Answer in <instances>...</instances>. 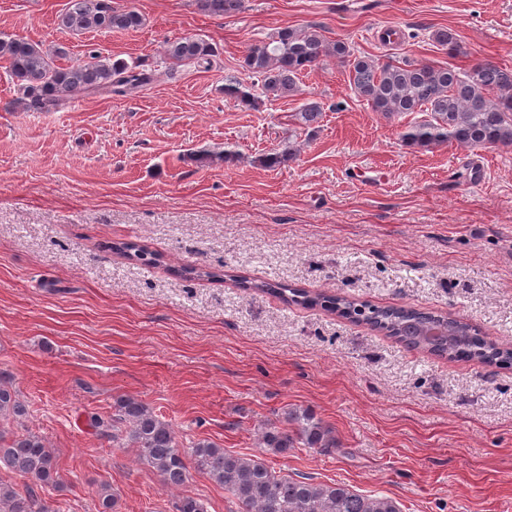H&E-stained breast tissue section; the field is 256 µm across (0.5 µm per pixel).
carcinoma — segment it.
<instances>
[{"label":"carcinoma","mask_w":512,"mask_h":512,"mask_svg":"<svg viewBox=\"0 0 512 512\" xmlns=\"http://www.w3.org/2000/svg\"><path fill=\"white\" fill-rule=\"evenodd\" d=\"M201 10L215 15L239 12L243 0H198ZM60 25L72 32L130 30L142 25L141 15L112 6V0H70L60 16ZM439 46L457 49L450 29L431 33ZM165 55L180 65L210 63L214 48L197 37H182L167 43ZM327 57L353 58L349 80L353 94L387 118L424 112L428 118L407 128L402 141L430 149L448 142L469 148L512 146V71L489 59H479L464 72L451 65L425 62L381 63L354 58L343 41L329 42L318 28L285 27L266 40L251 45L245 57L248 76L257 83L230 78L224 93L246 107L257 109L299 92V75ZM0 60L23 93L24 109L56 112L77 92L126 96L154 80L155 74L140 65L98 54L68 67L55 60L40 45L23 38L0 37ZM322 115L315 103L295 113L304 126ZM288 145L261 159L264 164L284 163L297 156ZM256 288L277 294L286 302L320 307L345 319L364 322L415 349L450 359L477 360L512 366V350L498 347L469 323L414 308L379 307L346 296L310 294L282 283H261ZM115 414L103 418L92 414L89 426L102 437L127 442L137 449L139 461L153 468L168 487L185 482L187 461L202 474L224 486L242 512H401L399 502L387 495H365L338 483L318 482L313 477L276 474L265 463L228 451L210 441L184 446L170 426L134 396L114 402ZM26 406L11 377L0 373V419L20 421ZM288 427L268 426L261 432L263 447L286 454L292 448L324 451L336 447L333 429L311 410L294 408L287 413ZM0 465L28 480L20 492L0 484V512H55L45 498L49 487L58 485L57 457L45 440L29 429L10 440L0 433ZM176 512H207L203 500L181 497Z\"/></svg>","instance_id":"cac0c4a2"}]
</instances>
